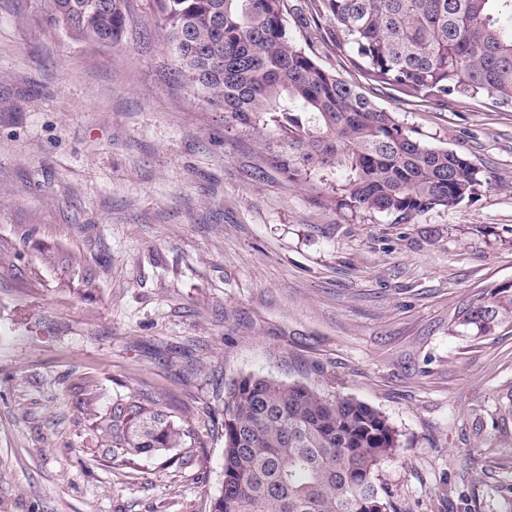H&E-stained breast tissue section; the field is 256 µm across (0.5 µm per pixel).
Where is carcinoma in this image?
<instances>
[{"label":"carcinoma","instance_id":"cac0c4a2","mask_svg":"<svg viewBox=\"0 0 512 512\" xmlns=\"http://www.w3.org/2000/svg\"><path fill=\"white\" fill-rule=\"evenodd\" d=\"M181 72L253 135L288 181L318 187L338 211L396 222L454 208L482 185L464 156L428 145L356 85L298 45L284 0H156ZM316 39L371 85L444 104L486 97L512 107V0H310ZM71 36L116 45L126 0H48ZM512 323V288L470 300L456 326L488 336ZM94 385L76 386L104 454L131 464L197 435L138 391L100 412ZM398 434L368 404L316 387L246 374L224 388V480L213 512H395L378 483Z\"/></svg>","mask_w":512,"mask_h":512}]
</instances>
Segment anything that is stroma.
Wrapping results in <instances>:
<instances>
[{
	"instance_id": "35a3bbf8",
	"label": "stroma",
	"mask_w": 512,
	"mask_h": 512,
	"mask_svg": "<svg viewBox=\"0 0 512 512\" xmlns=\"http://www.w3.org/2000/svg\"><path fill=\"white\" fill-rule=\"evenodd\" d=\"M127 10L111 47L51 26L45 0H0V512H212L224 385L245 374L384 415L397 512H512V327L455 324L512 284V108L412 101L315 44L483 174L450 210L344 215L225 130L153 0ZM87 379L101 410L156 392L200 442L112 464L75 401Z\"/></svg>"
}]
</instances>
